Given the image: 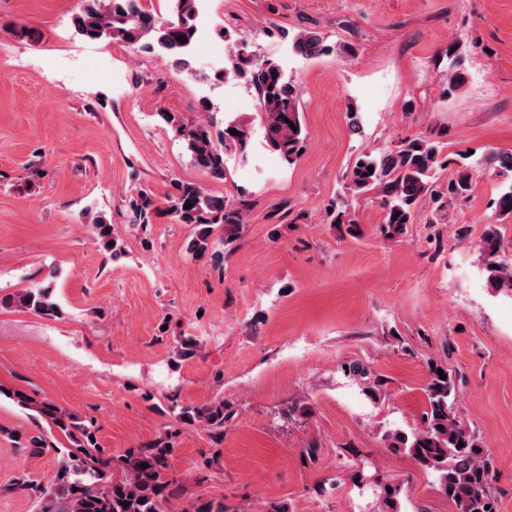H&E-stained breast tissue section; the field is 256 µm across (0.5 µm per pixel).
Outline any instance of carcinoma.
<instances>
[{
	"mask_svg": "<svg viewBox=\"0 0 512 512\" xmlns=\"http://www.w3.org/2000/svg\"><path fill=\"white\" fill-rule=\"evenodd\" d=\"M170 10L160 17L143 6V0H84L80 11L72 17L77 35L98 41L109 39L144 51L159 50L182 69L191 68V50L199 28L200 0H169ZM184 36L181 43L177 37ZM217 36L228 43L224 70L213 79L222 81L232 75L254 93L257 114L266 146L279 158L292 164L297 160L306 138L299 111L300 87L290 81L280 63L258 58L248 49V42L230 32L217 30ZM281 37L291 43L292 52L303 59L330 53L334 47L325 43L320 33L302 30ZM162 119L185 142L194 164L210 176L225 177L224 154L231 152L247 157L252 145L250 123L230 118L224 128L213 131L210 125L181 122L173 113ZM237 134H230V130ZM444 151L440 141L414 139L380 155L364 154L349 170L344 192L357 196L372 190L379 192L385 209L384 233L394 237L413 223L418 205L434 192L437 169ZM480 166L490 165L512 171V151H492ZM373 172H368V169ZM473 169L462 164L456 176L448 181V194L463 197L471 188ZM192 208L187 209L185 205ZM133 224L147 225L160 206L145 190L128 200ZM165 212L179 224L196 229L189 250L203 255L209 249L214 226L228 228L225 242L236 238L235 231L243 223V209L226 197L208 192L195 183H179L175 193L167 197ZM512 215V183L498 197L495 214L489 216L480 250L486 258L487 282L496 292L512 297V255L500 245L498 223ZM29 310L44 317H57L59 306L52 300L48 287L26 289L0 297V306ZM439 366H429L425 388L428 409L420 428L388 432V447L403 451L431 471L438 490L452 502L457 512H497L491 488L493 462L489 449L481 445L459 415L456 386L448 369L446 378L438 375ZM344 374L361 378L365 391L379 396L384 379L360 363L350 364ZM170 412L187 422H200L215 439L224 438V401L217 400L201 407H184L171 401ZM51 421L71 442L62 451L59 466L50 485L37 482L29 473L21 474L14 484L17 490L37 489V512H171L174 492L163 473L173 453L170 442L157 441L149 448H133L115 460L104 454L92 423L77 420L72 413L42 403L35 409ZM118 463L123 476L112 474Z\"/></svg>",
	"mask_w": 512,
	"mask_h": 512,
	"instance_id": "carcinoma-1",
	"label": "carcinoma"
}]
</instances>
